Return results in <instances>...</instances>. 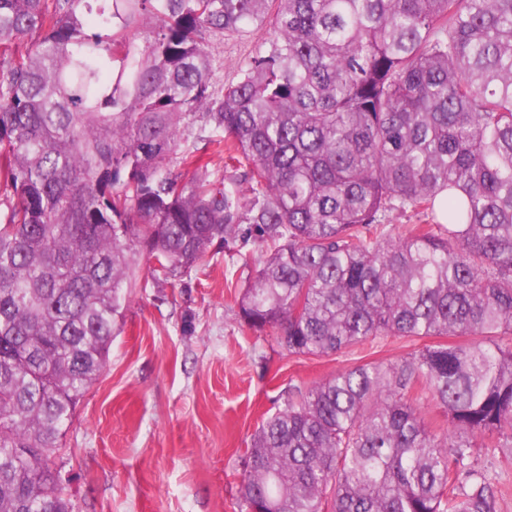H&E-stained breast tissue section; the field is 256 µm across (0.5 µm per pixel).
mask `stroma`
Masks as SVG:
<instances>
[{"mask_svg": "<svg viewBox=\"0 0 512 512\" xmlns=\"http://www.w3.org/2000/svg\"><path fill=\"white\" fill-rule=\"evenodd\" d=\"M254 240L213 244L182 280L138 249L107 364L56 442L51 466L75 512H238L246 451L290 393L336 371L396 361L423 339L387 336L330 356L295 355L250 328L239 299ZM512 512V455L479 449Z\"/></svg>", "mask_w": 512, "mask_h": 512, "instance_id": "stroma-1", "label": "stroma"}]
</instances>
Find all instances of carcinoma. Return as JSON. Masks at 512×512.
Returning <instances> with one entry per match:
<instances>
[{
  "instance_id": "1",
  "label": "carcinoma",
  "mask_w": 512,
  "mask_h": 512,
  "mask_svg": "<svg viewBox=\"0 0 512 512\" xmlns=\"http://www.w3.org/2000/svg\"><path fill=\"white\" fill-rule=\"evenodd\" d=\"M219 34L251 44L225 87ZM197 115L239 171L220 188L170 169ZM0 178V512H73L49 452L104 369L133 247L176 280L251 234L240 316L290 354L482 341L288 398L239 512H498L471 458L512 449V0H0Z\"/></svg>"
}]
</instances>
